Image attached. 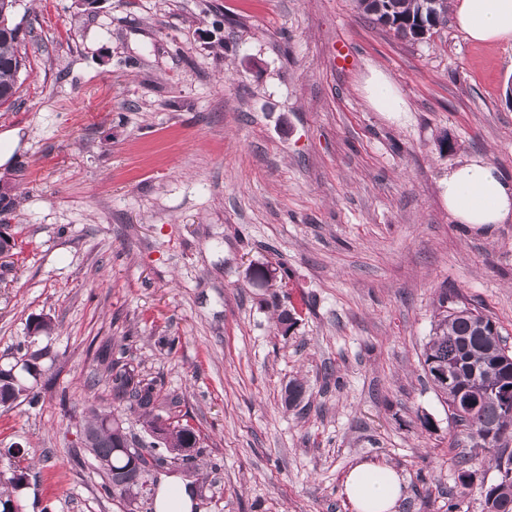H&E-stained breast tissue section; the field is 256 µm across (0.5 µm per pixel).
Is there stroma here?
Here are the masks:
<instances>
[{
  "label": "stroma",
  "instance_id": "35a3bbf8",
  "mask_svg": "<svg viewBox=\"0 0 512 512\" xmlns=\"http://www.w3.org/2000/svg\"><path fill=\"white\" fill-rule=\"evenodd\" d=\"M13 20L0 369L28 393L0 408V490L19 512H155L106 496L81 444L120 344L200 435L194 512H353L364 458L403 477L396 512H484L500 474L450 447L423 351L443 290L512 347V223H453L439 195L477 155L512 180V43L405 40L355 0H18ZM375 71L407 112L371 106Z\"/></svg>",
  "mask_w": 512,
  "mask_h": 512
}]
</instances>
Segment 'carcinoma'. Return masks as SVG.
Here are the masks:
<instances>
[{
	"label": "carcinoma",
	"instance_id": "carcinoma-1",
	"mask_svg": "<svg viewBox=\"0 0 512 512\" xmlns=\"http://www.w3.org/2000/svg\"><path fill=\"white\" fill-rule=\"evenodd\" d=\"M17 0H0V105L13 103L17 77L25 59L19 52L22 29L9 17ZM357 9L376 23L386 19L391 30L405 39L420 40L434 27L448 21V0H356ZM448 293L439 296L441 311L423 354V368L435 388L445 397L448 418L462 431L451 435L452 448H495L497 467L512 466V350L504 343L492 316L467 305L446 309ZM128 350L119 348L107 365L112 383V403L138 416L156 444L170 448H196L200 434L173 408L175 398L162 393L153 379L140 375L125 362ZM448 374L442 379V374ZM25 389L11 371H0V407L17 399ZM304 383L288 384L285 403L298 406L304 399ZM120 422L112 412L88 408L81 431L82 444L96 458L107 462L104 492L126 495L125 484L138 478L155 483L154 475L177 465V455H152V464L139 466L120 448ZM485 512H512V478L482 490Z\"/></svg>",
	"mask_w": 512,
	"mask_h": 512
}]
</instances>
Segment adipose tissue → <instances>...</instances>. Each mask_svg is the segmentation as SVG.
<instances>
[{
	"label": "adipose tissue",
	"mask_w": 512,
	"mask_h": 512,
	"mask_svg": "<svg viewBox=\"0 0 512 512\" xmlns=\"http://www.w3.org/2000/svg\"><path fill=\"white\" fill-rule=\"evenodd\" d=\"M451 9L457 29L468 40L512 42V0H453ZM440 195L455 223L487 227L512 219V182L485 157L449 169ZM342 492L354 512H394L403 484L394 468L364 460L350 468Z\"/></svg>",
	"instance_id": "ef3b65f1"
}]
</instances>
